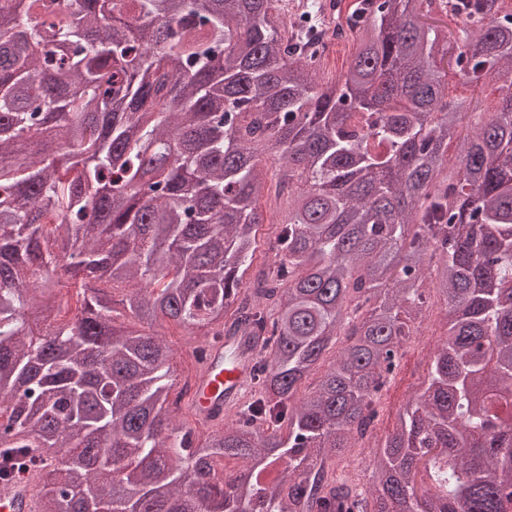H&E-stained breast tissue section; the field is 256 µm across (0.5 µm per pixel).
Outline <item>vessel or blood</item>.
<instances>
[{"instance_id": "1", "label": "vessel or blood", "mask_w": 512, "mask_h": 512, "mask_svg": "<svg viewBox=\"0 0 512 512\" xmlns=\"http://www.w3.org/2000/svg\"><path fill=\"white\" fill-rule=\"evenodd\" d=\"M256 351L245 340L227 336L209 350L195 378L191 409L199 421L223 422L244 400ZM30 476L0 484V512H36Z\"/></svg>"}]
</instances>
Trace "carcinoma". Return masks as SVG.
I'll use <instances>...</instances> for the list:
<instances>
[{"label":"carcinoma","mask_w":512,"mask_h":512,"mask_svg":"<svg viewBox=\"0 0 512 512\" xmlns=\"http://www.w3.org/2000/svg\"><path fill=\"white\" fill-rule=\"evenodd\" d=\"M285 7L0 0V480L26 465L37 512H512V14L358 0L330 77ZM309 13L316 44L322 2ZM449 55L474 88L497 75L492 119L448 99ZM261 143L288 214L245 283ZM63 277L83 289L66 321ZM427 279L447 340L369 485L337 477L327 462L378 421ZM119 307L204 337L198 363L225 336L260 341L250 401L205 435L186 426L167 409L173 350ZM334 43L331 55L324 57L323 70L325 73L331 75L340 72L344 69L352 58L354 51L353 41L354 37L350 34L346 40L338 41Z\"/></svg>","instance_id":"carcinoma-1"}]
</instances>
